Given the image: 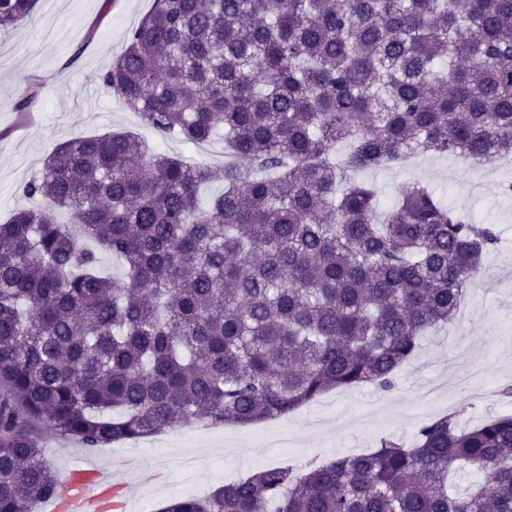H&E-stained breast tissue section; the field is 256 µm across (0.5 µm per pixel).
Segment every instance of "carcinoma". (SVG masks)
<instances>
[{
  "instance_id": "carcinoma-1",
  "label": "carcinoma",
  "mask_w": 512,
  "mask_h": 512,
  "mask_svg": "<svg viewBox=\"0 0 512 512\" xmlns=\"http://www.w3.org/2000/svg\"><path fill=\"white\" fill-rule=\"evenodd\" d=\"M36 4L0 0V34ZM97 79L150 129L224 132L234 162L116 131L58 144L23 184L35 205L0 224V512L58 488L41 431L93 450L393 388L500 244L420 182L381 215L353 174L512 155V0H153ZM462 469L480 481L450 496ZM159 512H512V412Z\"/></svg>"
}]
</instances>
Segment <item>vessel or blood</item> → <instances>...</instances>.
Instances as JSON below:
<instances>
[{"instance_id":"vessel-or-blood-1","label":"vessel or blood","mask_w":512,"mask_h":512,"mask_svg":"<svg viewBox=\"0 0 512 512\" xmlns=\"http://www.w3.org/2000/svg\"><path fill=\"white\" fill-rule=\"evenodd\" d=\"M111 472L97 460L83 458L67 471L61 493L50 499V512H111Z\"/></svg>"}]
</instances>
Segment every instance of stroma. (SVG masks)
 Segmentation results:
<instances>
[{
	"label": "stroma",
	"instance_id": "35a3bbf8",
	"mask_svg": "<svg viewBox=\"0 0 512 512\" xmlns=\"http://www.w3.org/2000/svg\"><path fill=\"white\" fill-rule=\"evenodd\" d=\"M152 0H39L35 12L10 33L0 35V222L26 205L21 187L38 159L77 136L129 131L152 148L192 165L224 162V139L206 148L164 137L146 128L117 97L98 90L97 76L124 46L126 32L149 11ZM37 99L28 119L14 105L29 85ZM452 156L424 155L408 165L358 172L391 207L398 189L410 181L433 187L449 207L496 225L502 244L487 255L467 303L468 322L431 333L397 373L396 386L332 391L290 415L294 446L275 448L257 441L265 424L252 427H199L156 435L161 447L204 460L196 481L204 492L222 486L228 472L244 476L273 467L303 465L356 454L391 435L412 443L417 429L437 415L466 407L462 425L472 427L491 414L511 411L512 398V195L500 186L512 169L484 175L461 173ZM117 480L128 484L137 512H159L183 498L181 470L174 460L152 457L146 441L95 451Z\"/></svg>",
	"mask_w": 512,
	"mask_h": 512
}]
</instances>
